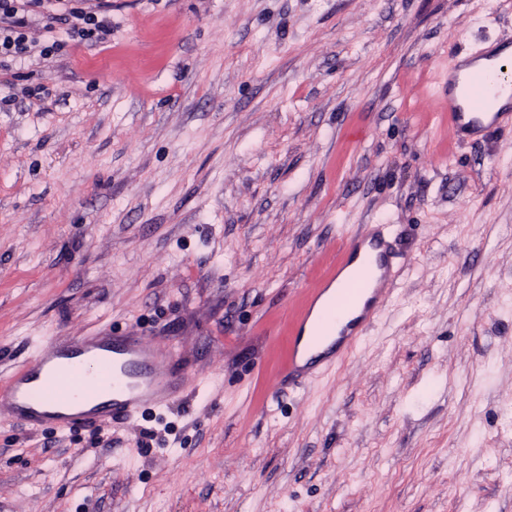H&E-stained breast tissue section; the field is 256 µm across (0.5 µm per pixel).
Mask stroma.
<instances>
[{
	"label": "stroma",
	"instance_id": "obj_1",
	"mask_svg": "<svg viewBox=\"0 0 512 512\" xmlns=\"http://www.w3.org/2000/svg\"><path fill=\"white\" fill-rule=\"evenodd\" d=\"M0 69V384L46 339L175 345L163 415L0 420V512H512V128L448 129L512 0H104ZM402 268L354 352L275 390L350 239ZM101 7L95 5L94 8L89 7L87 11L72 7L68 11L69 17H55L50 16L49 19L53 22L57 20H64L69 22L71 18L70 29H73V33H77L82 36L95 37L99 33L104 34L107 31L108 24L105 22V16H102Z\"/></svg>",
	"mask_w": 512,
	"mask_h": 512
}]
</instances>
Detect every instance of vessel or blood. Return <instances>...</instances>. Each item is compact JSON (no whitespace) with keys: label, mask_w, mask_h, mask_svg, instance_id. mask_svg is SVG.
Here are the masks:
<instances>
[{"label":"vessel or blood","mask_w":512,"mask_h":512,"mask_svg":"<svg viewBox=\"0 0 512 512\" xmlns=\"http://www.w3.org/2000/svg\"><path fill=\"white\" fill-rule=\"evenodd\" d=\"M447 91L448 122L458 137H482L512 127V112L488 109L492 100L512 94V53H496L494 64L466 77L459 70L449 71ZM357 257L363 268L358 285L373 293L357 320V329L363 333L380 314L399 273L384 225L356 235L337 265L347 267ZM307 322L303 316L294 323L288 356L277 371L278 377H290L299 384L336 364L331 358L321 370L302 369L300 342ZM176 357L171 347L155 346L134 332L121 338L51 340L14 371L8 384L0 386V408L33 428L52 423L64 432L90 422L108 429L113 422L135 420L180 399L183 381L165 367Z\"/></svg>","instance_id":"b4317fda"}]
</instances>
